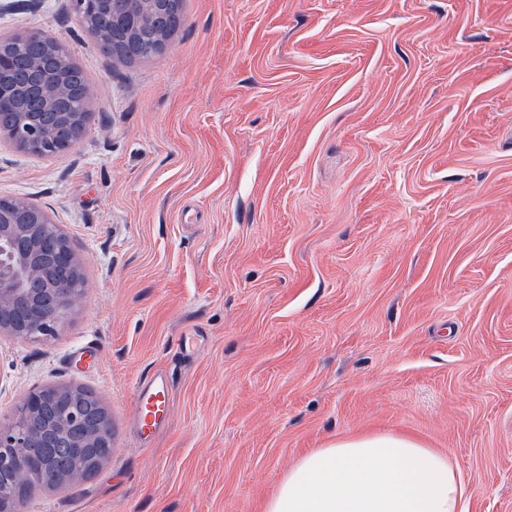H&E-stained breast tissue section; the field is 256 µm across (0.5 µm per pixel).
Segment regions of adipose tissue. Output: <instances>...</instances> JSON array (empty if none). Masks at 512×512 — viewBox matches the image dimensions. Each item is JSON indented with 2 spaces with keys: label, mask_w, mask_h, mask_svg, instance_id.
Returning a JSON list of instances; mask_svg holds the SVG:
<instances>
[{
  "label": "adipose tissue",
  "mask_w": 512,
  "mask_h": 512,
  "mask_svg": "<svg viewBox=\"0 0 512 512\" xmlns=\"http://www.w3.org/2000/svg\"><path fill=\"white\" fill-rule=\"evenodd\" d=\"M464 495L444 453L377 432L304 454L277 481L263 512H462Z\"/></svg>",
  "instance_id": "obj_1"
}]
</instances>
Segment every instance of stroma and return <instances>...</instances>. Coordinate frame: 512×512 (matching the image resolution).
<instances>
[{
	"label": "stroma",
	"instance_id": "1",
	"mask_svg": "<svg viewBox=\"0 0 512 512\" xmlns=\"http://www.w3.org/2000/svg\"><path fill=\"white\" fill-rule=\"evenodd\" d=\"M127 61L75 0H0L95 103L71 150L0 143L85 287L53 335H0V422L95 393L112 453L19 512H263L298 459L397 432L448 455L465 512H512V0H183ZM169 379L141 443L136 382Z\"/></svg>",
	"mask_w": 512,
	"mask_h": 512
}]
</instances>
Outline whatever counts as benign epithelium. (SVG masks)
<instances>
[{
    "instance_id": "obj_1",
    "label": "benign epithelium",
    "mask_w": 512,
    "mask_h": 512,
    "mask_svg": "<svg viewBox=\"0 0 512 512\" xmlns=\"http://www.w3.org/2000/svg\"><path fill=\"white\" fill-rule=\"evenodd\" d=\"M79 23L98 40L112 34L131 36L130 26L151 29L158 46L178 19L182 0H103L110 26L93 28L88 10L98 0H75ZM33 46L16 62L0 52V109H10L9 124L0 123V139L23 150L54 155L81 139L93 101L88 86L70 73L71 60L57 54L54 38L32 32L16 38ZM81 97V109L66 108ZM81 263L58 225L38 205L20 197L0 198V334L35 339L53 332L83 291ZM112 447V430L103 411L82 400L74 386H51L29 393L13 420L0 423V512H17L25 477L41 468L46 456L61 481L84 473L81 450L96 448L101 462Z\"/></svg>"
}]
</instances>
